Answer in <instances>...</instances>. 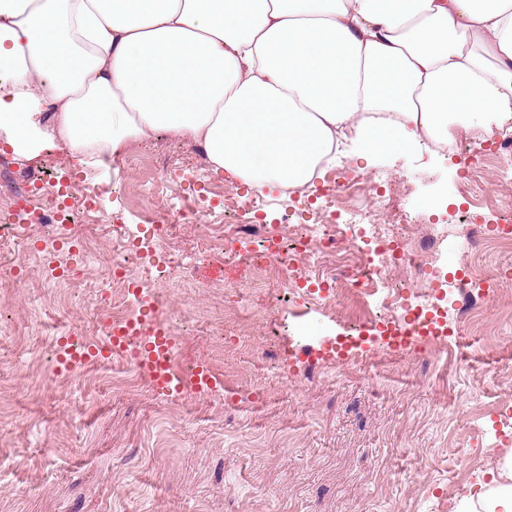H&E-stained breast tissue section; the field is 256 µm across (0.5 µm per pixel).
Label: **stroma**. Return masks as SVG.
I'll use <instances>...</instances> for the list:
<instances>
[{
    "label": "stroma",
    "instance_id": "obj_1",
    "mask_svg": "<svg viewBox=\"0 0 512 512\" xmlns=\"http://www.w3.org/2000/svg\"><path fill=\"white\" fill-rule=\"evenodd\" d=\"M161 162L168 176L155 192ZM336 164L340 176L408 185L410 195L391 198L387 223L413 238L439 225L443 268L462 267L455 219L474 208L459 156L346 154ZM56 175L70 182L73 207L86 188L97 194L98 208L68 237L101 252L127 238L140 212L170 219L183 191H199L196 222L164 245L188 281L163 290L187 305V319L173 320L184 378L171 401L143 380L113 385L126 370L118 353L58 373L43 331L64 316L97 335L106 271L87 259L76 278H52L68 266L66 251L32 250L44 230L22 225L29 250L0 249V268L16 275L0 284V512H448L480 490L512 487V423L496 420L512 407V286L430 364L377 350L321 361L312 374L294 360L285 375L288 347L316 348L370 324L373 288L337 283L324 315L289 304L286 272L261 278L246 251L224 252L221 242L239 236L221 215L232 181L200 143L154 135L99 165L61 146L16 158L0 187ZM196 367L208 391L190 379Z\"/></svg>",
    "mask_w": 512,
    "mask_h": 512
}]
</instances>
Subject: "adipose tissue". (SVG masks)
<instances>
[{"label": "adipose tissue", "instance_id": "adipose-tissue-1", "mask_svg": "<svg viewBox=\"0 0 512 512\" xmlns=\"http://www.w3.org/2000/svg\"><path fill=\"white\" fill-rule=\"evenodd\" d=\"M1 83L17 156L162 130L303 186L348 141L368 160L512 123V0H0Z\"/></svg>", "mask_w": 512, "mask_h": 512}]
</instances>
